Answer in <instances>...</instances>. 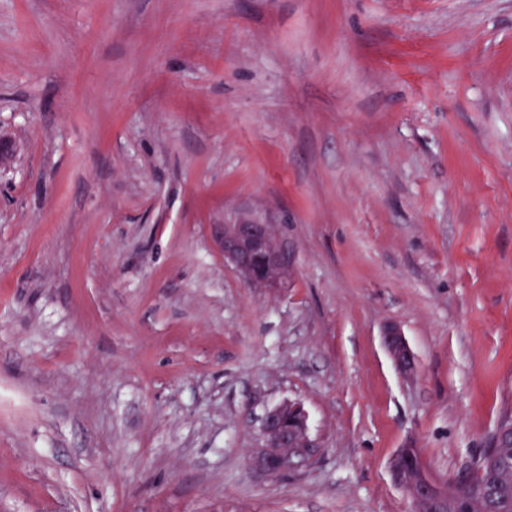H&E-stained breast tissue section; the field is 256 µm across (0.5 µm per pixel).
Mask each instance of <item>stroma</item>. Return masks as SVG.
<instances>
[{"mask_svg": "<svg viewBox=\"0 0 512 512\" xmlns=\"http://www.w3.org/2000/svg\"><path fill=\"white\" fill-rule=\"evenodd\" d=\"M1 135L0 512H413L512 420V0H0ZM219 246L224 259L254 287L278 290L288 283V249L277 238L273 224L255 217L225 222ZM383 342L398 372L404 378L413 379L416 375V360L399 329L387 326ZM289 420L294 427H288ZM307 420V411L297 400H283L265 411L260 418L262 448L249 463L259 476L282 475L318 458L323 446L309 433Z\"/></svg>", "mask_w": 512, "mask_h": 512, "instance_id": "stroma-1", "label": "stroma"}]
</instances>
